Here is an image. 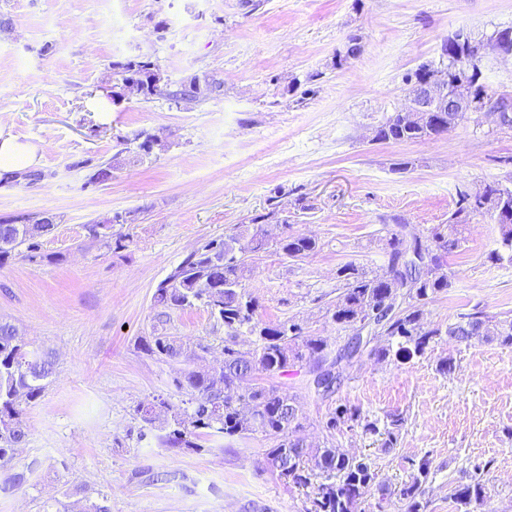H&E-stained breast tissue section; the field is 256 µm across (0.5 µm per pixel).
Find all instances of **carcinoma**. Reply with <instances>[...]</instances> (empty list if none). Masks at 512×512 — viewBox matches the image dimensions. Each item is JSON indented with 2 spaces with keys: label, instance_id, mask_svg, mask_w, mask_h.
I'll list each match as a JSON object with an SVG mask.
<instances>
[{
  "label": "carcinoma",
  "instance_id": "obj_1",
  "mask_svg": "<svg viewBox=\"0 0 512 512\" xmlns=\"http://www.w3.org/2000/svg\"><path fill=\"white\" fill-rule=\"evenodd\" d=\"M114 74L125 85H134L138 94L152 96L173 95L187 103H198L221 91V83L207 76H194L169 92L168 78L152 58L140 56L125 62L112 63ZM469 120L464 114L447 113L445 125L432 123L425 112L396 110L377 129V140L414 142L440 136ZM512 207V188L498 183L485 185L482 191L469 195L458 192L456 214L488 215L498 225L501 243L512 251V213L495 214L500 205ZM120 220L116 214L110 219L90 225V235L103 247H111V240L98 229ZM53 226L49 217H21L0 223V265L14 256L29 260L37 258L40 238ZM251 234L249 252L259 253L269 242L259 231L249 232V226L240 225L236 232L211 239L187 255L171 269L154 292V303L167 309H183L199 302L210 314L224 323V359L206 370H191L174 379L176 389L188 396V407L171 413L168 430L158 435L159 444L174 453L199 451L202 437L228 439L260 436L273 443L267 457L279 478L298 486L311 484L314 471L327 474L311 499L306 512H358L365 490L375 481V473L363 461L348 457L336 446L309 448L292 438L293 429L300 426L301 404L297 397L274 385L257 382V375L282 374L288 368L307 363L310 371L324 370L330 375L343 359L367 354L378 359L391 358L400 364L411 362L425 353L433 340L442 335L461 342L495 339L512 345V318L496 321L481 311L466 313L446 329L424 322L425 308L448 290V274L444 272L448 253L460 247L461 225L442 224L421 236L396 223L388 230L389 258L382 272L372 275L359 266L348 263L337 271L341 292L329 309L330 320L337 327L353 333L368 326L372 341L363 348L360 340L349 336L347 342L335 350L328 340L305 334L295 321L263 322L256 318L258 304L245 290L248 257L240 253L230 262L225 259L230 243ZM420 241L425 247L432 270L418 276L415 269L402 261L403 251ZM278 251L292 258H305L317 250L312 237L283 234L276 242ZM256 337L255 348L242 351L237 348L241 330ZM144 349L161 359L178 360L184 354L183 346L171 336L158 335L144 343ZM55 373V361L47 352L28 350L19 339L18 329L8 321L0 320V463L11 460L15 448L28 437V426L22 405L39 399L49 379ZM171 409L163 398L142 403L137 414L145 424L156 420V409ZM361 428L363 432H379L378 421L370 420L355 407L340 404L328 414L325 429L333 434L342 427ZM414 472L400 489L406 512H423V481L430 469L429 459L423 457L413 464ZM487 496L486 486L474 478L454 493V503L469 512L473 503H481ZM56 512H111L107 498L89 500L80 510L59 501Z\"/></svg>",
  "mask_w": 512,
  "mask_h": 512
}]
</instances>
